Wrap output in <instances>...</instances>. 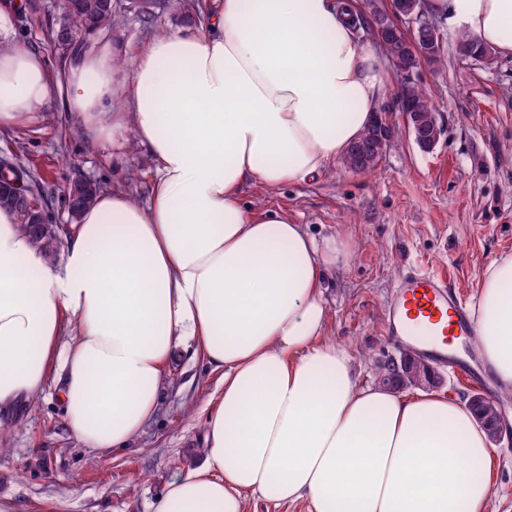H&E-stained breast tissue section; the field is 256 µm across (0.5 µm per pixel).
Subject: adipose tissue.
I'll return each mask as SVG.
<instances>
[{
  "mask_svg": "<svg viewBox=\"0 0 512 512\" xmlns=\"http://www.w3.org/2000/svg\"><path fill=\"white\" fill-rule=\"evenodd\" d=\"M450 34L512 56V0H427ZM355 0H217L203 28L147 38L118 65L110 37L50 71L0 49V128L50 99L103 148L136 137L150 191L100 190L50 261L0 208V409L52 380L97 455L157 412L166 371L199 348L222 373L204 462L153 512H488L492 448L466 402L359 382L326 340L325 272L342 238L250 211L247 183H303L341 160L387 90ZM123 111H109L114 99ZM474 338L512 389V255L483 273Z\"/></svg>",
  "mask_w": 512,
  "mask_h": 512,
  "instance_id": "1",
  "label": "adipose tissue"
}]
</instances>
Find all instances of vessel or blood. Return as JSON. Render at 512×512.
<instances>
[{"mask_svg":"<svg viewBox=\"0 0 512 512\" xmlns=\"http://www.w3.org/2000/svg\"><path fill=\"white\" fill-rule=\"evenodd\" d=\"M386 325L395 342L414 344L439 367L479 383V372L453 353L474 325L470 306L458 300L445 275L405 269L389 303Z\"/></svg>","mask_w":512,"mask_h":512,"instance_id":"b4317fda","label":"vessel or blood"}]
</instances>
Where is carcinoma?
<instances>
[{"mask_svg":"<svg viewBox=\"0 0 512 512\" xmlns=\"http://www.w3.org/2000/svg\"><path fill=\"white\" fill-rule=\"evenodd\" d=\"M364 10L369 12L376 28L369 29L394 66L396 73L417 71L422 62L429 61L434 65H441L444 55L440 54L426 59L421 50L427 48L426 38L418 33H409L398 27L394 21V4L385 5L382 0H363ZM175 10L186 17L200 15L199 0H64L62 14L59 21L50 31V38L56 43L71 42L72 53L76 54L89 44V37L99 31L113 32L123 21L127 12H133L141 22L143 28L153 33L157 31L156 23L160 15ZM455 54L460 59H471L477 55L487 54L486 48L474 43L465 35H458L454 40ZM400 97L402 111L417 112L424 121L427 134L442 135L429 95L417 81L401 83ZM380 121H374L352 144L347 154L341 160L343 166L353 172H367L376 168L385 153L388 144L378 138ZM12 181L21 184V189L34 193L29 182L27 171L14 165L8 160L0 161V182ZM97 191L85 187L79 191L78 197L72 192L64 193L66 207L72 210V218H77L80 212L90 206ZM41 200L42 214H32L21 202L18 196L8 187H0V207L12 209L18 219L21 229L29 230V225L49 220L47 202L43 196ZM35 245L40 251L52 257L56 254L60 234L58 227L45 226L37 233H31ZM378 385L390 389H409L411 383L409 375L395 374L390 361L378 364L375 371Z\"/></svg>","mask_w":512,"mask_h":512,"instance_id":"obj_1","label":"carcinoma"}]
</instances>
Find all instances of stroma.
<instances>
[{"mask_svg": "<svg viewBox=\"0 0 512 512\" xmlns=\"http://www.w3.org/2000/svg\"><path fill=\"white\" fill-rule=\"evenodd\" d=\"M25 2L10 0L0 48L23 46L57 64L48 29L58 0H37L36 14ZM417 80L443 128L433 151L421 152L404 133L374 171L337 162L311 181L253 183L242 194L255 211L278 210L315 237L345 239L349 259L324 282L326 336L350 349L363 385L374 384L376 364L398 351L383 323L403 270L445 273L472 303L485 267L512 254V57L462 60L449 48L444 64L421 67ZM12 155L36 174L61 225L71 223L63 199L69 181L114 187L133 172L130 193L142 199L148 191L151 165L136 140L112 158L54 99L35 119L0 130V157ZM221 389L219 373L184 353L168 372L156 415L129 448L106 458L72 433L55 389H46L0 417V497L17 512H150L170 482L202 462L204 421ZM486 396L503 413L490 512H512V394Z\"/></svg>", "mask_w": 512, "mask_h": 512, "instance_id": "1", "label": "stroma"}]
</instances>
